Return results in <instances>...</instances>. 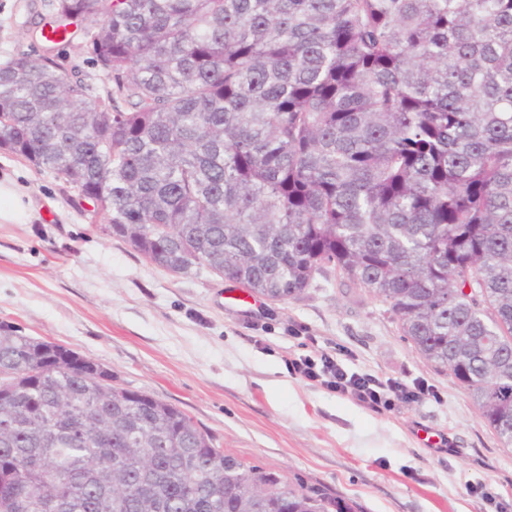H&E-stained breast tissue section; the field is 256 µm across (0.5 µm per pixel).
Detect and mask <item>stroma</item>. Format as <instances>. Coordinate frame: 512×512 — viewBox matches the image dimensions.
<instances>
[{
    "mask_svg": "<svg viewBox=\"0 0 512 512\" xmlns=\"http://www.w3.org/2000/svg\"><path fill=\"white\" fill-rule=\"evenodd\" d=\"M48 0H0V62L54 56L95 89L109 81L84 35L46 44ZM0 179L28 191L33 218L0 223V331L64 345L112 373L115 386L169 403L216 447L287 481L321 485L357 512H496L471 491L512 485V448L468 390L406 342L388 303L331 270L301 296L231 301L236 283L172 274L92 223L47 170L0 150ZM303 324L347 368L434 386L441 401L377 414L291 375L288 331ZM451 449L423 446L418 426Z\"/></svg>",
    "mask_w": 512,
    "mask_h": 512,
    "instance_id": "obj_1",
    "label": "stroma"
}]
</instances>
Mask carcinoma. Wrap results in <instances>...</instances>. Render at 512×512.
Here are the masks:
<instances>
[{
    "instance_id": "obj_1",
    "label": "carcinoma",
    "mask_w": 512,
    "mask_h": 512,
    "mask_svg": "<svg viewBox=\"0 0 512 512\" xmlns=\"http://www.w3.org/2000/svg\"><path fill=\"white\" fill-rule=\"evenodd\" d=\"M112 86L0 65V142L173 274L271 301L326 268L512 447V0H50ZM0 512H353L58 344L0 333ZM154 469L156 479L141 480Z\"/></svg>"
}]
</instances>
